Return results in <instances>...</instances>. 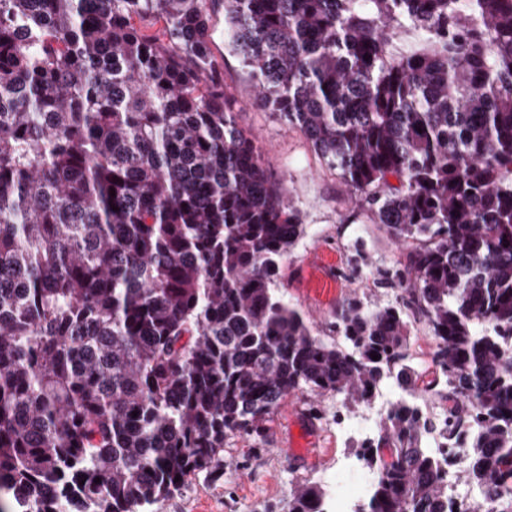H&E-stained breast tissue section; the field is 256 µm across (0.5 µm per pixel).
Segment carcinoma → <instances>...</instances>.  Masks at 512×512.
Instances as JSON below:
<instances>
[{
    "mask_svg": "<svg viewBox=\"0 0 512 512\" xmlns=\"http://www.w3.org/2000/svg\"><path fill=\"white\" fill-rule=\"evenodd\" d=\"M212 2L0 0V493L158 512L289 395L348 408L392 379L367 512H448L436 430L512 512V0H220L256 105L411 244L381 273L401 296L343 298L333 344L276 292L304 224L236 124ZM402 30L424 47L391 54ZM411 323L412 333L408 346L410 363L420 375H425L428 367L432 365V353L435 345L423 322L411 318Z\"/></svg>",
    "mask_w": 512,
    "mask_h": 512,
    "instance_id": "cac0c4a2",
    "label": "carcinoma"
}]
</instances>
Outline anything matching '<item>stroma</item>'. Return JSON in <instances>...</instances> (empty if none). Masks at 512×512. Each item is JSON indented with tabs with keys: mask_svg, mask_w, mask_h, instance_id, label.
<instances>
[{
	"mask_svg": "<svg viewBox=\"0 0 512 512\" xmlns=\"http://www.w3.org/2000/svg\"><path fill=\"white\" fill-rule=\"evenodd\" d=\"M210 25V46L234 101L237 125L261 147L271 173L284 179L306 226L281 264L277 291L310 319L315 336L336 342L337 303L349 295L368 306L394 299L395 288L380 272L400 266L405 249L370 211L356 207L335 171L297 129L255 106L247 69L225 47L223 13H212ZM306 400L301 393L287 397L260 432L227 439L222 465L193 477L162 503L161 512H288L299 487L325 483L339 463L368 475L358 450L365 434L346 427L364 406L343 407L333 394L318 398L312 408Z\"/></svg>",
	"mask_w": 512,
	"mask_h": 512,
	"instance_id": "1",
	"label": "stroma"
}]
</instances>
